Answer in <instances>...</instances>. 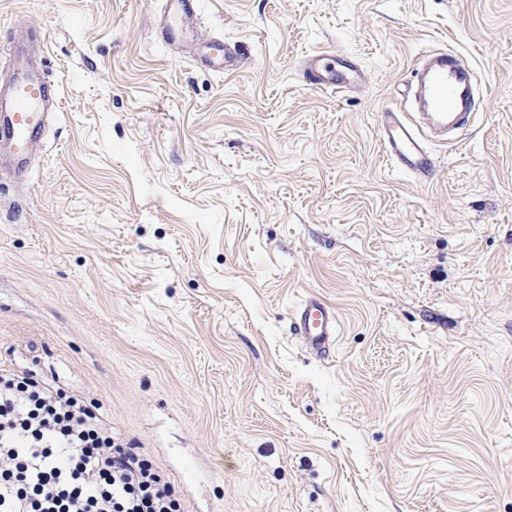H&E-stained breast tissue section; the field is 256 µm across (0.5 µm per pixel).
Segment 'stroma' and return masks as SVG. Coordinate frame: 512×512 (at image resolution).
Instances as JSON below:
<instances>
[{"mask_svg":"<svg viewBox=\"0 0 512 512\" xmlns=\"http://www.w3.org/2000/svg\"><path fill=\"white\" fill-rule=\"evenodd\" d=\"M200 4L238 70L155 41L160 0H0L61 96L0 169V368L97 401L181 512H512V0ZM321 46L366 88L303 86ZM444 47L486 93L421 184L376 115ZM293 331L317 355H325L339 335L336 310L316 296H306L294 312Z\"/></svg>","mask_w":512,"mask_h":512,"instance_id":"obj_1","label":"stroma"}]
</instances>
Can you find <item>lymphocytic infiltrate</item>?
<instances>
[{
  "instance_id": "1",
  "label": "lymphocytic infiltrate",
  "mask_w": 512,
  "mask_h": 512,
  "mask_svg": "<svg viewBox=\"0 0 512 512\" xmlns=\"http://www.w3.org/2000/svg\"><path fill=\"white\" fill-rule=\"evenodd\" d=\"M0 512H180L97 403L0 369Z\"/></svg>"
}]
</instances>
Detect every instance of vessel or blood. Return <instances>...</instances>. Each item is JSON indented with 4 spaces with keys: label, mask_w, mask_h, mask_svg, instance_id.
<instances>
[{
    "label": "vessel or blood",
    "mask_w": 512,
    "mask_h": 512,
    "mask_svg": "<svg viewBox=\"0 0 512 512\" xmlns=\"http://www.w3.org/2000/svg\"><path fill=\"white\" fill-rule=\"evenodd\" d=\"M199 18V0H163L155 37L175 53L192 49ZM205 50L215 70L230 72L241 65L237 44L214 40ZM298 75L306 86L339 96L366 83L352 56L340 49L303 56ZM476 88L472 65L458 53L439 48L424 54L414 69L404 109L376 115L379 142L389 165L427 182L436 167L434 147L454 144L470 124ZM59 103L58 90L36 64L10 74L6 90L0 93V150L16 177H25L40 153ZM293 331L309 350L326 354L339 334L337 312L322 299L306 296L295 309Z\"/></svg>",
    "instance_id": "b4317fda"
}]
</instances>
